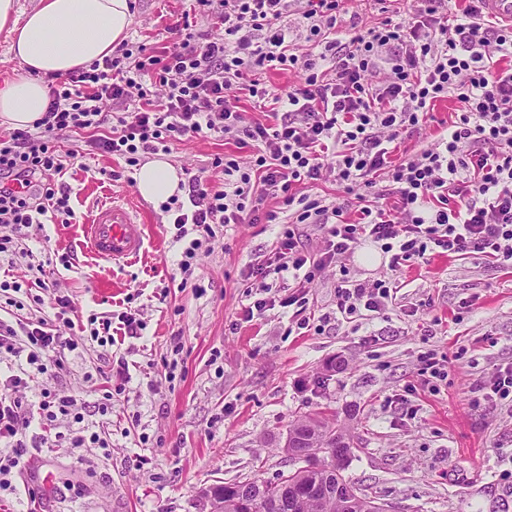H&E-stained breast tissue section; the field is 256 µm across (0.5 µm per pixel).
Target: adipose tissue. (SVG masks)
<instances>
[{"label": "adipose tissue", "instance_id": "ef3b65f1", "mask_svg": "<svg viewBox=\"0 0 512 512\" xmlns=\"http://www.w3.org/2000/svg\"><path fill=\"white\" fill-rule=\"evenodd\" d=\"M132 19L130 0H39L23 15L14 0H0V30H7L25 69L0 84V122L33 127L48 104L42 75L64 74L111 55L127 38ZM135 183L143 198L162 203L179 193L181 178L168 161L154 159L141 165Z\"/></svg>", "mask_w": 512, "mask_h": 512}]
</instances>
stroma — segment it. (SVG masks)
I'll return each instance as SVG.
<instances>
[{
	"mask_svg": "<svg viewBox=\"0 0 512 512\" xmlns=\"http://www.w3.org/2000/svg\"><path fill=\"white\" fill-rule=\"evenodd\" d=\"M132 4L128 38L149 47L193 9L192 0ZM89 138L73 133L59 143L56 181L68 189L75 223L44 216L16 236L15 251L0 254V281L11 285L0 290V319H43L79 342L44 354L45 373L23 391L32 403L45 388L75 396L83 417L59 418L54 442L34 449L55 482L34 512H202L210 486L288 472L284 440L304 416L329 418L347 434L346 479L392 512H512V405L474 400L477 384L512 365V267L436 254L394 270L366 240L309 283L270 270L275 303L249 318L257 288L248 272L267 266L279 225H214L179 270L177 229L140 196L133 167L96 151L70 158ZM239 154L234 140L209 136L175 142L165 158L183 179L202 172L220 189L214 158ZM114 201L132 205L147 227L142 252L127 262L97 259L81 233ZM345 278L386 280L397 292L381 314L338 320L336 286ZM43 282L68 309L34 303ZM291 296L305 298L304 308L282 307ZM126 311L143 323L138 336L112 346L91 339L90 318ZM430 353L448 371L435 394L419 385ZM121 363L124 374L105 379ZM78 432L111 446L73 447Z\"/></svg>",
	"mask_w": 512,
	"mask_h": 512,
	"instance_id": "obj_1",
	"label": "stroma"
}]
</instances>
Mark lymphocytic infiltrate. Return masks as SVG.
Masks as SVG:
<instances>
[{
    "mask_svg": "<svg viewBox=\"0 0 512 512\" xmlns=\"http://www.w3.org/2000/svg\"><path fill=\"white\" fill-rule=\"evenodd\" d=\"M406 3L401 21L385 17L346 41L343 0H303L296 12L288 0H196L200 19L218 36L197 31L185 15L154 46L123 45L86 67L49 75L43 117L32 129L0 139V225L19 232L49 213L59 223L73 222L69 195L53 180L63 168L56 141L66 133L93 131L89 147L132 167L182 137L213 133L252 152L243 160L215 158L224 171L223 189L196 176L186 199L165 204L180 235L197 233L181 267L189 266L214 225L280 219L260 213L258 204L267 197L280 199L286 212L276 269L303 272L308 282L365 239L389 254L394 269L436 251L512 262V68L496 65L512 58V25L493 22L482 0H468L453 20L444 0ZM300 29L309 31L317 53H297L292 34ZM272 67L298 78L285 89L268 90L259 74ZM242 90L280 103L279 122L247 121L238 105ZM451 93L462 108L445 135L394 158L393 143L417 132L436 102ZM330 150L346 191L375 187L381 179L390 185L391 206L363 205L350 221L325 199L295 195L294 186L324 180ZM298 224L326 228L318 253L304 252ZM391 290L385 280L341 281L336 310L345 317L381 312ZM77 347L46 321H0V355L25 357L28 365L45 352ZM27 386L18 374L0 379V488L28 469L34 417L51 422L77 406L75 397L49 391L39 404L28 403L20 394Z\"/></svg>",
    "mask_w": 512,
    "mask_h": 512,
    "instance_id": "f902f5d3",
    "label": "lymphocytic infiltrate"
}]
</instances>
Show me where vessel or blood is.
<instances>
[{
    "mask_svg": "<svg viewBox=\"0 0 512 512\" xmlns=\"http://www.w3.org/2000/svg\"><path fill=\"white\" fill-rule=\"evenodd\" d=\"M91 252L105 261H120L139 254L144 244V227L129 208L113 204L100 208L83 227Z\"/></svg>",
    "mask_w": 512,
    "mask_h": 512,
    "instance_id": "vessel-or-blood-1",
    "label": "vessel or blood"
}]
</instances>
